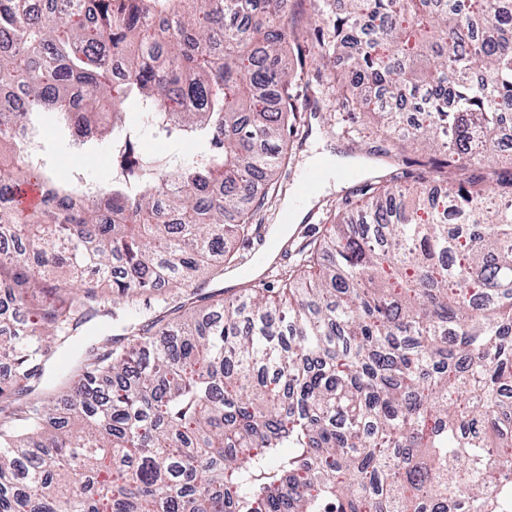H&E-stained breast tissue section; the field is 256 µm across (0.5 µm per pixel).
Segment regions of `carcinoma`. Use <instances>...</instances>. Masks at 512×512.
<instances>
[{
    "label": "carcinoma",
    "mask_w": 512,
    "mask_h": 512,
    "mask_svg": "<svg viewBox=\"0 0 512 512\" xmlns=\"http://www.w3.org/2000/svg\"><path fill=\"white\" fill-rule=\"evenodd\" d=\"M52 2L0 0V512H512V172L452 177L512 162V0H313L336 110L375 113L442 192L371 182L276 292L177 303L160 289L223 276L283 193L291 0ZM130 100L195 134L165 175L128 151L90 202L28 162L42 119L129 138ZM103 317L120 333L41 387Z\"/></svg>",
    "instance_id": "1"
}]
</instances>
